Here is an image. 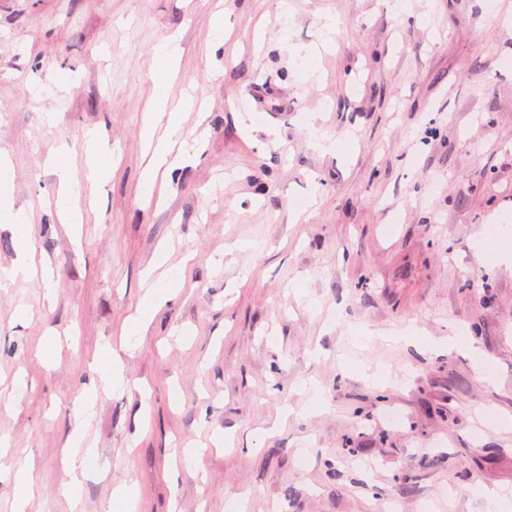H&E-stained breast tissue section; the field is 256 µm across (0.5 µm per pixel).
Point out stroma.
I'll return each instance as SVG.
<instances>
[{"mask_svg":"<svg viewBox=\"0 0 512 512\" xmlns=\"http://www.w3.org/2000/svg\"><path fill=\"white\" fill-rule=\"evenodd\" d=\"M277 2L0 0V271L18 215L39 269L0 279V512L13 464L37 484L28 512H72L77 428L98 454L81 512L121 485L136 512H228L233 494L247 512H483L477 490L512 489V264L486 254L512 227V0ZM171 36L169 105L199 106L150 188L142 127ZM90 128L112 166L97 185ZM174 286L135 330L147 291ZM108 345L130 386L79 417ZM83 151L87 169V179L91 182H100L109 176L107 153L103 147L100 133L91 129L84 134Z\"/></svg>","mask_w":512,"mask_h":512,"instance_id":"obj_1","label":"stroma"}]
</instances>
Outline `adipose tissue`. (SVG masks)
<instances>
[{
  "label": "adipose tissue",
  "instance_id": "1",
  "mask_svg": "<svg viewBox=\"0 0 512 512\" xmlns=\"http://www.w3.org/2000/svg\"><path fill=\"white\" fill-rule=\"evenodd\" d=\"M179 46L176 37H169L160 43L156 49L157 68L153 78L159 87L154 109L166 113V132L163 136H156L153 124H146L144 138L152 152L150 166L143 173L145 183L154 182L160 170H173L177 168L184 157L183 152L175 148L174 138L181 125V113L177 110H167V88L170 74L178 56ZM66 466L69 480L64 483L61 492L72 502H79L84 479L91 472L90 464L96 456L95 448L86 445L82 433H73L65 444Z\"/></svg>",
  "mask_w": 512,
  "mask_h": 512
}]
</instances>
